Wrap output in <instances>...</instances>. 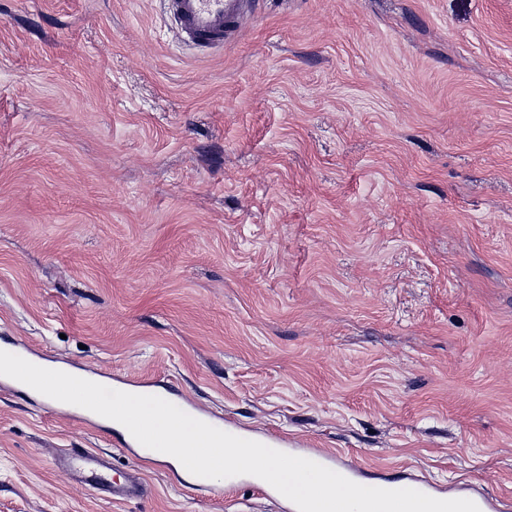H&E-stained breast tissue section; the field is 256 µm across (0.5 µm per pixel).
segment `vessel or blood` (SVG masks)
<instances>
[{
  "mask_svg": "<svg viewBox=\"0 0 512 512\" xmlns=\"http://www.w3.org/2000/svg\"><path fill=\"white\" fill-rule=\"evenodd\" d=\"M165 4L167 15L181 38L200 51L220 52L238 34L255 0H165ZM61 461L75 467L88 481L102 483L105 465L99 458L72 452L62 456ZM452 496L473 501L480 512H497L494 499L470 484H463Z\"/></svg>",
  "mask_w": 512,
  "mask_h": 512,
  "instance_id": "obj_1",
  "label": "vessel or blood"
}]
</instances>
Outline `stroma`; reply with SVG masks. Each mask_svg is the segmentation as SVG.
Returning a JSON list of instances; mask_svg holds the SVG:
<instances>
[{
    "mask_svg": "<svg viewBox=\"0 0 512 512\" xmlns=\"http://www.w3.org/2000/svg\"><path fill=\"white\" fill-rule=\"evenodd\" d=\"M3 342L512 512V0H0ZM0 512L282 509L0 377ZM258 0H165L181 38L202 52H220L234 38ZM58 461L75 467L88 481L105 487L102 477L105 465L99 458L73 451L60 457Z\"/></svg>",
    "mask_w": 512,
    "mask_h": 512,
    "instance_id": "stroma-1",
    "label": "stroma"
}]
</instances>
